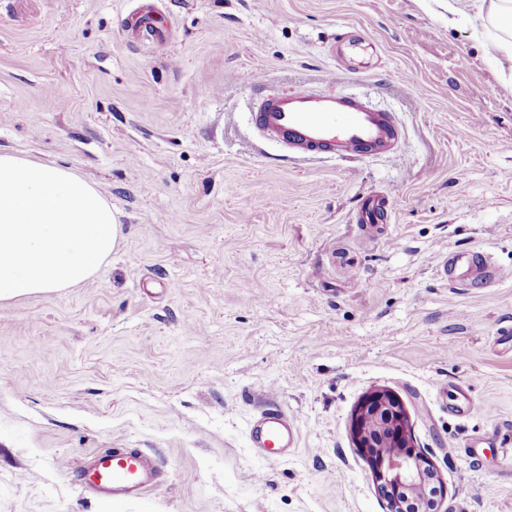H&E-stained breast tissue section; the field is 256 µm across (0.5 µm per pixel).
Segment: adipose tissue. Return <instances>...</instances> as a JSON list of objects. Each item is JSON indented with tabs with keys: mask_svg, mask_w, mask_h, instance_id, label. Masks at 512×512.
<instances>
[{
	"mask_svg": "<svg viewBox=\"0 0 512 512\" xmlns=\"http://www.w3.org/2000/svg\"><path fill=\"white\" fill-rule=\"evenodd\" d=\"M119 236L98 188L69 168L0 153V301L87 281Z\"/></svg>",
	"mask_w": 512,
	"mask_h": 512,
	"instance_id": "1",
	"label": "adipose tissue"
}]
</instances>
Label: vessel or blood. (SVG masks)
<instances>
[{
  "label": "vessel or blood",
  "mask_w": 512,
  "mask_h": 512,
  "mask_svg": "<svg viewBox=\"0 0 512 512\" xmlns=\"http://www.w3.org/2000/svg\"><path fill=\"white\" fill-rule=\"evenodd\" d=\"M132 28L145 37L162 34L153 0H144L138 8ZM250 86L261 95L250 114L252 128L289 153L366 159L391 153L400 138L391 113L361 96L314 89L268 95L259 77L252 78ZM443 273L449 281L458 283L477 275L491 283L505 275L504 270L490 266L485 255L476 252L450 256ZM250 441L254 447L278 453L294 447L296 437L287 414L269 405L254 422ZM79 472L88 489L116 500L139 497L159 482L153 458L139 450L99 451L86 459Z\"/></svg>",
  "instance_id": "1"
}]
</instances>
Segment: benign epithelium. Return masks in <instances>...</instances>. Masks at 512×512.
Returning a JSON list of instances; mask_svg holds the SVG:
<instances>
[{
  "label": "benign epithelium",
  "instance_id": "7a95c632",
  "mask_svg": "<svg viewBox=\"0 0 512 512\" xmlns=\"http://www.w3.org/2000/svg\"><path fill=\"white\" fill-rule=\"evenodd\" d=\"M357 447L371 456L378 495L388 512H440L444 484L412 435L400 400L376 390L359 404L352 417Z\"/></svg>",
  "mask_w": 512,
  "mask_h": 512
}]
</instances>
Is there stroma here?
<instances>
[{
    "mask_svg": "<svg viewBox=\"0 0 512 512\" xmlns=\"http://www.w3.org/2000/svg\"><path fill=\"white\" fill-rule=\"evenodd\" d=\"M138 4L0 0V152L68 166L122 226L85 283L0 302V512H386L351 431L378 389L444 512H512V69L491 0H160V43L131 30ZM255 76L364 96L403 139L283 159L249 123ZM371 193L384 217L358 223ZM462 250L509 277L452 285ZM263 396L296 423L287 454L250 442ZM101 448L151 454L159 484L91 493L76 468Z\"/></svg>",
    "mask_w": 512,
    "mask_h": 512,
    "instance_id": "stroma-1",
    "label": "stroma"
}]
</instances>
